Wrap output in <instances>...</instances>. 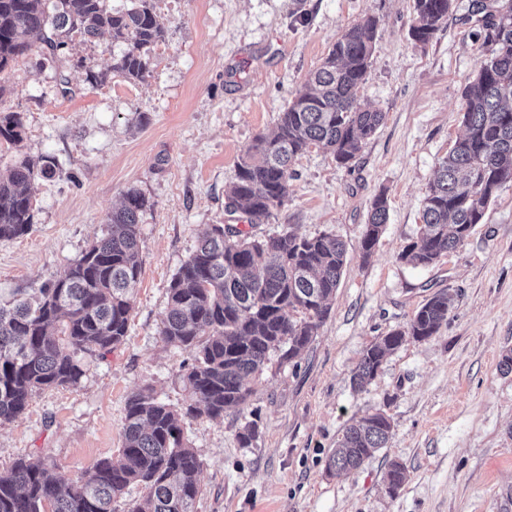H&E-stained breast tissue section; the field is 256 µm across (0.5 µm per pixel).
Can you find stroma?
<instances>
[{
  "label": "stroma",
  "instance_id": "35a3bbf8",
  "mask_svg": "<svg viewBox=\"0 0 512 512\" xmlns=\"http://www.w3.org/2000/svg\"><path fill=\"white\" fill-rule=\"evenodd\" d=\"M471 3L455 0L422 46L410 34L413 0H153L165 36L144 81L113 72L120 47L107 34L72 37L55 57L38 41L11 62L0 108L20 112L24 131L0 143V173L24 158L57 167L33 184L31 232L0 242V302L63 273L127 191L151 207L124 341L85 356L77 385L35 393L0 426V469L40 452L79 476L117 457L132 393L148 386L183 407L192 353L159 335L169 285L206 227L236 223L224 187L240 156L275 130L345 30L371 16L373 65L358 101L383 112L381 126L350 166L319 147L298 156L284 205L260 227L341 239L340 284L311 344L290 360L272 354L244 408L181 418L202 462L197 512H512V372L499 367L512 349V183L433 265L399 258L420 235L428 186L463 133V89L488 55ZM381 193L388 220L365 260L360 243ZM443 289L453 306L438 333L407 342L355 387L363 351ZM377 410L393 423L386 448L356 471L330 472L344 429ZM249 421L258 436L245 448L237 434ZM393 461L405 481L392 495L384 476Z\"/></svg>",
  "mask_w": 512,
  "mask_h": 512
}]
</instances>
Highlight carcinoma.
Segmentation results:
<instances>
[{"label": "carcinoma", "mask_w": 512, "mask_h": 512, "mask_svg": "<svg viewBox=\"0 0 512 512\" xmlns=\"http://www.w3.org/2000/svg\"><path fill=\"white\" fill-rule=\"evenodd\" d=\"M0 0V72L32 49L37 34L50 52L73 35L95 38L107 31L125 49L112 70L132 81L149 73L151 52L164 38L152 0H134L121 11L104 0ZM454 0H414L412 39L429 43L452 11ZM471 12L484 32L488 57L466 84L463 136L440 163L423 205L420 241L404 247L401 259L426 267L455 250L482 223L488 204L512 183V0H472ZM376 20L352 25L329 49L307 83L280 112L277 131L260 135L237 164L224 190L225 205L241 214L250 230L212 224L172 279L159 335L175 348L190 349L182 366L188 395L184 415L224 417L253 394L251 379L269 355L288 345V357L304 350L329 311L346 262V246L330 234L258 236L288 197L291 163L312 145L348 165L383 122V113L357 106V91L372 66ZM19 112L0 110V140L21 139ZM53 172L47 157L23 159L0 176V242L32 230L31 186ZM146 196L128 191L102 236L87 243L59 276L37 288L34 301L0 304V426L19 419L41 390L76 385L86 355L104 356L128 332L133 294L141 275L140 221ZM388 220L387 199L371 205L361 240L371 256ZM448 293L434 294L403 328L368 347L353 381L374 378L388 354L409 340L435 335L448 318ZM300 312L304 318L297 319ZM393 425L376 411L349 425L329 468L352 472L385 447ZM122 448L73 478L48 459L29 454L0 471V512H114L112 504L129 486L146 490L129 512H196L202 494L201 461L183 441L178 413L150 389L132 395L125 407ZM404 467L394 462L386 487L394 494Z\"/></svg>", "instance_id": "1"}]
</instances>
